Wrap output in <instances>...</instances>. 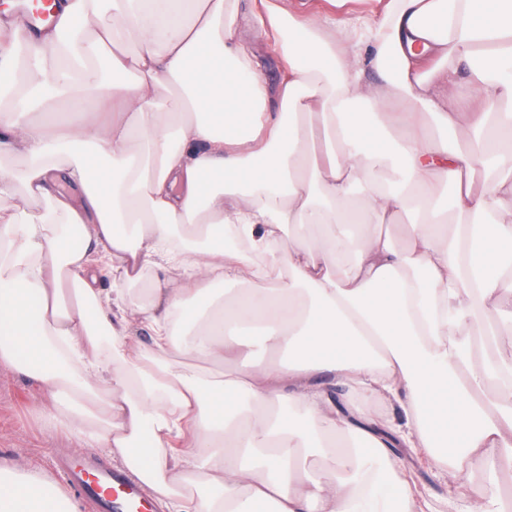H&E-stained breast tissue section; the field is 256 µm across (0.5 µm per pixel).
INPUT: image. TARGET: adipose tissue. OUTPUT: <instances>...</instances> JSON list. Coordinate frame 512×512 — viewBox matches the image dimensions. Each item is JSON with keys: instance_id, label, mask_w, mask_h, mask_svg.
Instances as JSON below:
<instances>
[{"instance_id": "adipose-tissue-1", "label": "adipose tissue", "mask_w": 512, "mask_h": 512, "mask_svg": "<svg viewBox=\"0 0 512 512\" xmlns=\"http://www.w3.org/2000/svg\"><path fill=\"white\" fill-rule=\"evenodd\" d=\"M328 2L0 11V87L71 107L0 112V372L176 512H512V0ZM0 512L80 505L1 466Z\"/></svg>"}]
</instances>
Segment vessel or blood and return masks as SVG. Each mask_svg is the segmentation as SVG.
I'll list each match as a JSON object with an SVG mask.
<instances>
[{
    "mask_svg": "<svg viewBox=\"0 0 512 512\" xmlns=\"http://www.w3.org/2000/svg\"><path fill=\"white\" fill-rule=\"evenodd\" d=\"M62 477L91 512H159L158 502L129 471L86 456L64 460Z\"/></svg>",
    "mask_w": 512,
    "mask_h": 512,
    "instance_id": "obj_1",
    "label": "vessel or blood"
}]
</instances>
